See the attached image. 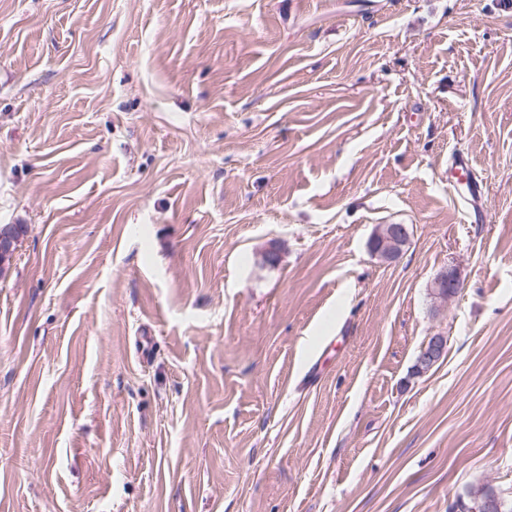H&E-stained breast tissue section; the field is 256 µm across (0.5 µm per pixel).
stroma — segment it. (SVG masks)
<instances>
[{
    "label": "stroma",
    "instance_id": "stroma-1",
    "mask_svg": "<svg viewBox=\"0 0 512 512\" xmlns=\"http://www.w3.org/2000/svg\"><path fill=\"white\" fill-rule=\"evenodd\" d=\"M4 224L0 512L512 502V0H0ZM409 237L407 225L381 224L375 229L369 241V248L371 253L382 261L393 263L401 257ZM431 288L435 299L446 301L454 297L461 288L457 269L449 266L441 271ZM447 339L444 336H432L420 349L418 366L422 371H427L436 365L445 355ZM425 367V370L423 369Z\"/></svg>",
    "mask_w": 512,
    "mask_h": 512
}]
</instances>
